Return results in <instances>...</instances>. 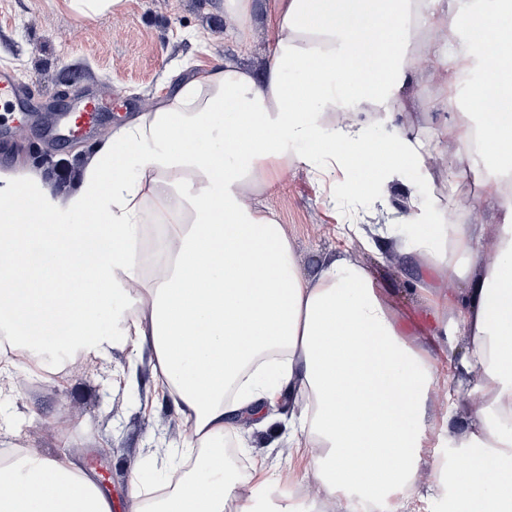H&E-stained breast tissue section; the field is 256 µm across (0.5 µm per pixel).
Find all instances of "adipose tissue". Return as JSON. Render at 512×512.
<instances>
[{
    "mask_svg": "<svg viewBox=\"0 0 512 512\" xmlns=\"http://www.w3.org/2000/svg\"><path fill=\"white\" fill-rule=\"evenodd\" d=\"M465 22L474 48L512 41V9ZM447 23L448 0H274L262 76L225 58L202 65L152 111L113 127L74 188L57 190L45 166L0 167V334L14 352L0 373L39 374L59 349H126L132 364L150 352L158 391L186 426V449L202 451L159 497L144 500L133 478L132 512H224L241 484L225 437L243 411L262 415L284 393L303 408L288 421V445L318 449L307 476L325 497L393 488L415 496L444 330L465 348L455 398L480 395L463 434L438 432L469 457L453 477L454 512H512V225L492 237L482 224L414 225L424 267L463 286L437 307V332L413 346L361 266L339 257L301 279L274 212L250 200L255 173L287 164L292 143L311 147L326 172L344 161L361 189L428 166L430 143L406 127L375 141L352 122L326 126L324 115L341 102L389 111L407 67L447 68L400 43L412 29ZM355 44V70L337 80ZM473 90L495 102L493 123L440 135L454 155L483 157V187L496 198L512 180V67ZM209 137L218 147L200 150ZM148 222L164 260L150 277ZM489 245L496 258L486 265L479 256ZM0 512H109V503L68 457L18 448L0 453Z\"/></svg>",
    "mask_w": 512,
    "mask_h": 512,
    "instance_id": "ef3b65f1",
    "label": "adipose tissue"
}]
</instances>
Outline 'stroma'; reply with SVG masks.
<instances>
[{
  "mask_svg": "<svg viewBox=\"0 0 512 512\" xmlns=\"http://www.w3.org/2000/svg\"><path fill=\"white\" fill-rule=\"evenodd\" d=\"M272 0H251L246 23L224 8V0H124L120 8L93 16L72 11L66 0H0V63L13 67L26 84L29 105L35 111L22 130L0 134V157L25 164L66 165L75 168L82 156L97 145L113 125L151 111L156 90L188 76L192 64L208 56L238 60L262 71L273 50L267 23ZM451 33L431 38L430 48L469 45L470 33L462 17L480 9L496 13L495 0H448ZM248 39L239 42V27ZM485 78L481 66L469 68L465 77L447 74L437 82L415 70L402 88L395 118L358 113L371 125L376 139L393 135L397 125H407L411 135L433 140L442 125L475 122L470 88ZM113 92L112 108L88 135L54 139L46 129L52 118L50 104L72 98L88 88ZM317 160L301 144H289L288 167L278 175L279 188L268 193L256 180L252 201L275 212L288 236L301 276L310 278L342 254L362 266L387 289L404 317L414 341H421L433 322L435 299L425 288V273L415 252L389 253L383 247L365 246L356 236L344 235L346 224H361L379 217L396 225L408 237L411 220L444 224L456 212L458 199L468 197L473 206L464 220L469 224H499L498 201L484 198L479 184L480 159L460 156L459 176L440 184L429 169H410L384 186L362 195L351 191L352 176L340 173L335 187H327L316 171ZM418 193L415 215H408L405 200ZM462 355L461 340L448 345L447 366L441 369L428 405L429 442L421 451L416 472L418 497L405 502L395 494L386 512H451L455 490L451 481H437L439 469L465 464V449L438 446L435 437L446 415L463 423L466 409L453 406L448 391L454 384V366ZM61 377L46 381L20 372L0 379V448H29L45 456L66 455L79 460L99 476L110 490L112 512H130L129 485L133 474L154 488L180 471V447L185 427L156 389L149 355L139 357L136 377H129L128 356L121 350L106 358L61 360ZM299 404L282 399L267 411L265 424L237 426L236 438L245 443L241 463L249 478L242 497L264 499L263 469L278 476L279 497L273 512H288L291 490L299 489L320 499L318 487L306 480L310 453L288 445V419L300 413Z\"/></svg>",
  "mask_w": 512,
  "mask_h": 512,
  "instance_id": "35a3bbf8",
  "label": "stroma"
}]
</instances>
